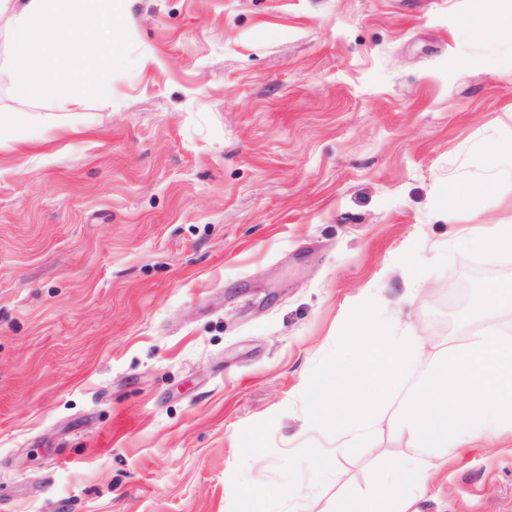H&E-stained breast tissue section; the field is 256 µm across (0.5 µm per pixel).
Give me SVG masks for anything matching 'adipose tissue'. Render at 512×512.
<instances>
[{
	"mask_svg": "<svg viewBox=\"0 0 512 512\" xmlns=\"http://www.w3.org/2000/svg\"><path fill=\"white\" fill-rule=\"evenodd\" d=\"M476 2L478 17L466 27L512 42V0ZM127 9L128 0H22L7 19L10 50L0 60L21 75L17 94L52 97L64 110L80 107L90 86L110 95L99 76L121 52L112 33ZM503 314H512V285L496 283L476 300L464 342L428 351L419 337L395 335L358 309L346 354L322 396L336 419L337 446L364 440L378 413L389 411L412 449L403 460L384 458L358 512H410L442 468L469 450L512 438V326L500 323ZM415 358L421 374L404 384Z\"/></svg>",
	"mask_w": 512,
	"mask_h": 512,
	"instance_id": "obj_1",
	"label": "adipose tissue"
}]
</instances>
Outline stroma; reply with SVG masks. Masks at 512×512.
Wrapping results in <instances>:
<instances>
[{
    "instance_id": "obj_1",
    "label": "stroma",
    "mask_w": 512,
    "mask_h": 512,
    "mask_svg": "<svg viewBox=\"0 0 512 512\" xmlns=\"http://www.w3.org/2000/svg\"><path fill=\"white\" fill-rule=\"evenodd\" d=\"M471 7L130 0L111 97L0 71V512H355L409 448L311 420L356 309L429 350L512 282L469 236L512 224V44ZM413 512H512V445Z\"/></svg>"
}]
</instances>
